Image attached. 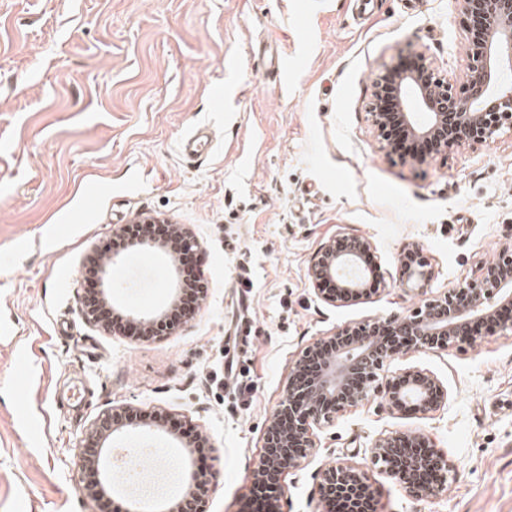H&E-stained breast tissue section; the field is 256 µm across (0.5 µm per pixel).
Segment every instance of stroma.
Instances as JSON below:
<instances>
[{
    "label": "stroma",
    "mask_w": 512,
    "mask_h": 512,
    "mask_svg": "<svg viewBox=\"0 0 512 512\" xmlns=\"http://www.w3.org/2000/svg\"><path fill=\"white\" fill-rule=\"evenodd\" d=\"M455 0H0V512H161L166 496L108 487V510L79 480L80 441L111 406L160 412L207 435L209 512H240L289 368L338 325L407 313L396 285L418 243L435 295L475 278L512 240V131L424 164L386 154L367 113L385 67L422 52L464 74ZM288 57L276 73L264 51ZM208 128L206 156L180 143ZM189 226L207 295L194 318L146 341L82 313L81 273L120 224ZM375 247L379 287L340 307L307 270L339 232ZM114 296L147 314L176 285L155 254L125 252ZM431 370L448 404L390 413L379 393L319 431L288 471L277 512H325L315 474L366 464L379 434L419 430L453 466L446 489L413 499L375 474L380 512H512V334L392 369ZM26 399L39 434L16 419ZM113 447L185 465L171 436L135 428Z\"/></svg>",
    "instance_id": "obj_1"
}]
</instances>
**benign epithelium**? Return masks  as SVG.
<instances>
[{
  "instance_id": "7a95c632",
  "label": "benign epithelium",
  "mask_w": 512,
  "mask_h": 512,
  "mask_svg": "<svg viewBox=\"0 0 512 512\" xmlns=\"http://www.w3.org/2000/svg\"><path fill=\"white\" fill-rule=\"evenodd\" d=\"M460 22L467 30V59L463 81L457 84L424 55L407 70L376 74L367 106L378 141L393 150L387 127L397 123L411 143L427 141L436 152L450 146L486 147L505 130H512V83L503 82V67L512 70V0H455ZM390 95L398 111L385 112L383 99ZM407 250L416 262L400 264L398 282L408 291L424 292L433 279L420 245ZM100 288L95 300L82 306L86 318L102 330L110 325H133L137 338L154 337L160 310L152 315H135L112 297L110 268L98 267ZM377 256L365 237L340 233L324 244L308 268V279L317 297L337 307L372 292ZM329 282L333 287L326 288ZM512 242L499 249L497 258L480 268V275L429 297L404 315L373 318L363 323L338 326L310 343L290 367L286 392L264 434L265 452L252 473V481L280 483L291 469L299 467L318 448L317 431L332 424L338 413L367 403L370 384L378 373L408 351H446L473 335L476 326L491 324L512 331ZM381 398L393 413L412 412L423 416L448 403V388L431 371L407 367L387 378L379 387ZM163 415L144 413L132 406H112L91 423L81 440L80 465L83 491L99 496L112 483L109 443L130 427L163 430ZM422 432L391 431L380 435L371 447V465L403 486L412 497L428 498L446 485L451 464L433 452L420 456L411 448H428ZM437 476L430 483L422 473ZM321 496L328 489L347 488L359 494L341 509L336 499L325 503L332 512H378L370 465L341 464L316 473ZM213 485L190 483L183 495L165 512H209Z\"/></svg>"
}]
</instances>
